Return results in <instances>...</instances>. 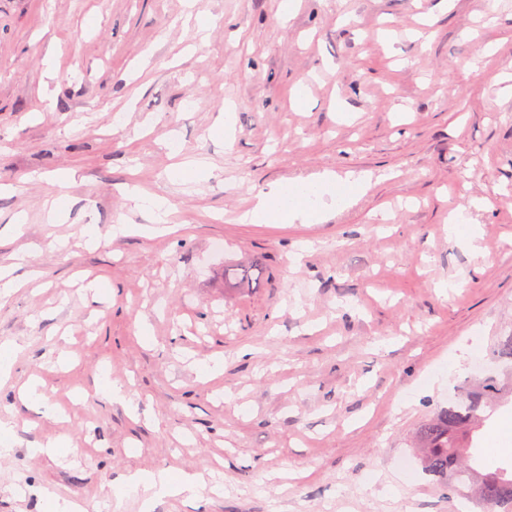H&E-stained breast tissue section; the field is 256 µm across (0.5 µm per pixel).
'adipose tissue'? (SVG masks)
<instances>
[{
  "instance_id": "1",
  "label": "adipose tissue",
  "mask_w": 512,
  "mask_h": 512,
  "mask_svg": "<svg viewBox=\"0 0 512 512\" xmlns=\"http://www.w3.org/2000/svg\"><path fill=\"white\" fill-rule=\"evenodd\" d=\"M341 181L328 173L304 184H280L258 194L253 206L244 213V221L255 224H288L296 219L313 220L325 200H345L340 192ZM207 484L202 473L183 471L171 475L160 470L145 476L131 473L124 477L120 489L142 493V512H151L157 497L192 499L202 494Z\"/></svg>"
}]
</instances>
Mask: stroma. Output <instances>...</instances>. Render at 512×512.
I'll list each match as a JSON object with an SVG mask.
<instances>
[{"label":"stroma","mask_w":512,"mask_h":512,"mask_svg":"<svg viewBox=\"0 0 512 512\" xmlns=\"http://www.w3.org/2000/svg\"><path fill=\"white\" fill-rule=\"evenodd\" d=\"M280 3L197 0L202 42L185 0H0V266L21 284L0 297V512H140L108 492L161 469L220 471L224 493L152 512H472L399 462L512 329V0ZM185 161L209 176L170 181ZM326 171L367 186L314 223H239ZM133 187L170 199L173 231L138 233ZM455 210L476 246L449 238ZM255 263L260 286L225 285ZM50 438L65 457L30 455ZM481 452L512 463L511 404ZM226 281L235 283L260 284L264 278V271L261 267L254 266H228L224 269Z\"/></svg>","instance_id":"stroma-1"}]
</instances>
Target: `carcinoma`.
Returning a JSON list of instances; mask_svg holds the SVG:
<instances>
[{
  "instance_id": "1",
  "label": "carcinoma",
  "mask_w": 512,
  "mask_h": 512,
  "mask_svg": "<svg viewBox=\"0 0 512 512\" xmlns=\"http://www.w3.org/2000/svg\"><path fill=\"white\" fill-rule=\"evenodd\" d=\"M224 278L259 284L262 268L229 266ZM494 367L471 389L423 420L413 435L423 472L448 496L473 499L482 512H512V470L488 469L478 450L479 433L497 410L512 400V332L487 348Z\"/></svg>"
}]
</instances>
